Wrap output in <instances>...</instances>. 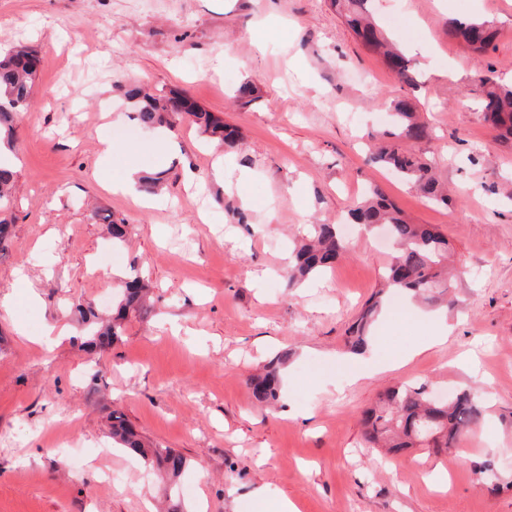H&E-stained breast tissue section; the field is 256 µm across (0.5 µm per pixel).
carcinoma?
<instances>
[{"instance_id": "carcinoma-1", "label": "carcinoma", "mask_w": 512, "mask_h": 512, "mask_svg": "<svg viewBox=\"0 0 512 512\" xmlns=\"http://www.w3.org/2000/svg\"><path fill=\"white\" fill-rule=\"evenodd\" d=\"M366 3L367 0H332V6L345 18L361 46L380 55L400 83L413 86L415 78L410 60L388 41L375 20L367 14ZM448 35L461 40L468 49L482 52L493 42L495 29L489 20H454L448 22ZM36 69V53L27 47H13L0 53V129H10L14 117L28 107ZM480 84L486 87L484 120L499 131L501 138L512 140V87L498 86L487 76L480 77ZM127 95L131 99H141L137 117L143 126H174L177 113L169 108L173 98L159 99L138 87L128 89ZM191 121L202 133L224 146L232 148L236 145V129L211 112L197 106L191 112ZM429 137V127L414 112L412 100L407 97L396 99L392 103L390 126L381 133L382 144L373 161L397 173L431 202L446 205L447 191L433 175L432 166L401 147L403 142L420 143ZM15 175L12 168L0 162V204L9 201ZM348 215L353 223L367 229L384 226L394 247L391 263L383 275L384 287L365 303L348 331L347 344L357 352L368 345L369 329L385 289L391 288L430 303L448 298L451 285L444 276L448 239L432 224H413L406 220L377 187L354 204ZM345 249V241L336 225H312L308 240L294 248L288 286L332 267ZM149 312L147 288L139 273H133L124 282V292L112 318L99 317L90 305L78 308V321L84 330L81 347L93 351L112 343L122 335L128 314L146 316ZM289 356V352H281L268 369L251 379L252 394L257 401L265 404L279 402V366L288 362ZM481 417V403L474 393L451 391L447 398L435 401L424 386L401 384L383 391L376 404L364 412V435L372 445L385 442L394 453L420 447L440 451L454 447ZM111 420L112 440L127 453L143 459L170 478L184 471L187 466L184 456L169 448L145 444L118 411L112 412Z\"/></svg>"}]
</instances>
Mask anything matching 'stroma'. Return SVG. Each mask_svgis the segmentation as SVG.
Wrapping results in <instances>:
<instances>
[{"mask_svg": "<svg viewBox=\"0 0 512 512\" xmlns=\"http://www.w3.org/2000/svg\"><path fill=\"white\" fill-rule=\"evenodd\" d=\"M368 6L416 87L330 0H0V47L39 59L0 259V512H163L170 498L183 512H271L283 499L296 512H512V143L485 123L478 81L512 82V0ZM474 17L497 31L480 54L448 34L449 19ZM246 82L249 104L234 97ZM132 84L186 94L239 130L238 148L188 120L156 140ZM404 95L432 129L412 149L434 162L447 204L368 160ZM131 166L165 174L147 205L112 191ZM373 185L447 235L454 303L386 298L371 328L380 371L358 379L345 332L381 286L380 235L355 229L332 268L296 287L286 273L293 240L338 223ZM106 214L126 222L123 245ZM133 267L151 315H129L103 354L79 349L77 305L111 310ZM49 324L65 329L51 345ZM284 350L287 404L269 407L249 378ZM402 382L474 392L483 417L443 453L368 447L364 410ZM115 411L187 458L175 485L113 445ZM442 466L447 482L431 486Z\"/></svg>", "mask_w": 512, "mask_h": 512, "instance_id": "1", "label": "stroma"}]
</instances>
